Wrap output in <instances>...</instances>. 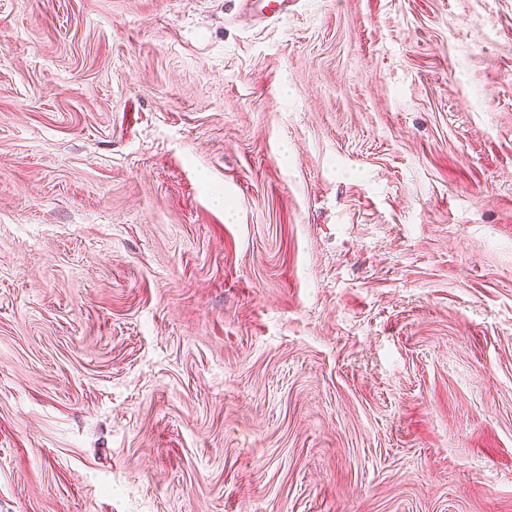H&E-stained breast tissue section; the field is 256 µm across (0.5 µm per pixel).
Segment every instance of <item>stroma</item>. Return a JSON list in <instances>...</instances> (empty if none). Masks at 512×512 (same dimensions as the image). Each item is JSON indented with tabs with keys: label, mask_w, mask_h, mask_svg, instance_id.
<instances>
[{
	"label": "stroma",
	"mask_w": 512,
	"mask_h": 512,
	"mask_svg": "<svg viewBox=\"0 0 512 512\" xmlns=\"http://www.w3.org/2000/svg\"><path fill=\"white\" fill-rule=\"evenodd\" d=\"M0 512H512V0H0ZM245 2L244 6H250L249 10H253L255 15H265L268 18H279L284 13H288V8L295 0H241ZM250 3V4H249Z\"/></svg>",
	"instance_id": "obj_1"
}]
</instances>
